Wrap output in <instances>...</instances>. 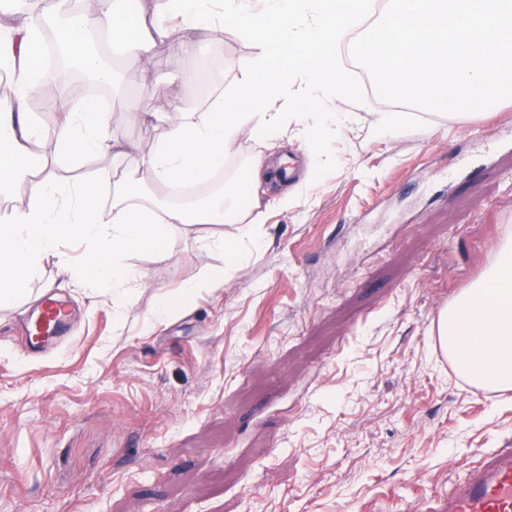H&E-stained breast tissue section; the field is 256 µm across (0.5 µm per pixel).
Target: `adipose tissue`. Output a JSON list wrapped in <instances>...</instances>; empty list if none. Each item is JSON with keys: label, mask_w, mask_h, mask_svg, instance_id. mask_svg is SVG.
<instances>
[{"label": "adipose tissue", "mask_w": 512, "mask_h": 512, "mask_svg": "<svg viewBox=\"0 0 512 512\" xmlns=\"http://www.w3.org/2000/svg\"><path fill=\"white\" fill-rule=\"evenodd\" d=\"M361 0H167L162 12L147 7L127 13L123 0H96L93 11L59 29L57 38L75 63L99 83L112 71L88 44L96 31L123 46L125 63L152 89L150 47L168 40L190 57L195 41L176 29L213 34L226 25L253 47L247 66L230 92L206 110L181 111L160 97L150 118L159 134L137 172L115 182L111 197L100 184L60 182L51 170L34 166L25 143L50 144L56 157L76 167L94 166L101 155L121 160L129 145L113 129L134 105L113 100L110 111L95 102L82 106L55 98L59 124L43 128L27 109L29 98L53 77L40 61L41 27L32 15L0 22V71L13 76L17 92L0 113V190L21 196L22 206L0 213V299L23 295L46 257L68 239L90 250L66 263L77 283H103L114 299L124 295L125 259L146 250L171 256V234L181 224H233L235 241L224 244L235 258L238 243L257 241L254 225L238 221L233 192L203 204H163L146 186L199 185L223 169L242 138L276 145L289 125L305 142L319 146L352 118L344 109L351 91L337 63L339 43ZM359 59L380 93L439 112H475L490 103L512 101V0H385L357 41ZM437 339L459 375L487 390L512 389V240L496 251L482 275L444 307Z\"/></svg>", "instance_id": "1"}]
</instances>
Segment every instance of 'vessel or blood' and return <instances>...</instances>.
I'll return each instance as SVG.
<instances>
[{"label": "vessel or blood", "instance_id": "1", "mask_svg": "<svg viewBox=\"0 0 512 512\" xmlns=\"http://www.w3.org/2000/svg\"><path fill=\"white\" fill-rule=\"evenodd\" d=\"M70 310L53 296H42L34 322L35 345L64 335ZM445 512H512V448H499L483 456L448 492Z\"/></svg>", "mask_w": 512, "mask_h": 512}]
</instances>
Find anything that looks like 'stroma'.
<instances>
[{
    "label": "stroma",
    "instance_id": "obj_1",
    "mask_svg": "<svg viewBox=\"0 0 512 512\" xmlns=\"http://www.w3.org/2000/svg\"><path fill=\"white\" fill-rule=\"evenodd\" d=\"M199 40L197 58L160 60L155 91L122 73L136 106L123 170L156 143L142 115L157 95L202 111L253 52L230 26ZM219 56L201 95L199 65ZM340 65L356 118L336 136L311 149L292 128L225 159L240 222L264 241L242 242L223 282L181 293L223 267L235 226L183 224L169 260L128 256L121 301L51 256L0 303V512H426L456 471L512 445V390L470 384L433 331L512 235V101L429 111ZM380 112L406 119L381 130ZM261 151L293 157L295 182L265 175L252 195ZM49 291L75 304L73 335L36 359L16 329ZM163 294L174 307L158 317Z\"/></svg>",
    "mask_w": 512,
    "mask_h": 512
}]
</instances>
